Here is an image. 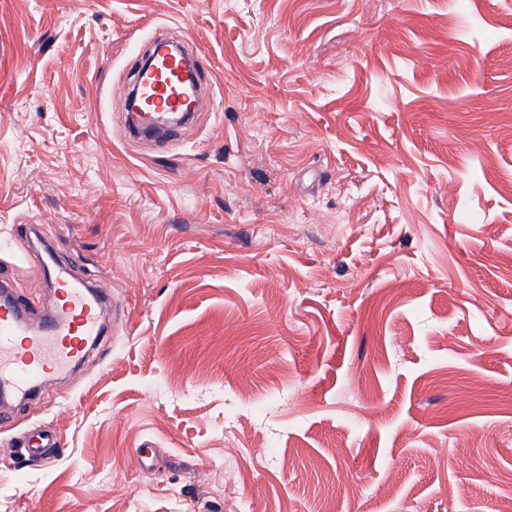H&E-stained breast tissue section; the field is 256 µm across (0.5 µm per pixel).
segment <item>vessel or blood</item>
Masks as SVG:
<instances>
[{"mask_svg":"<svg viewBox=\"0 0 512 512\" xmlns=\"http://www.w3.org/2000/svg\"><path fill=\"white\" fill-rule=\"evenodd\" d=\"M135 85L144 104L160 112H195L183 94L179 62L163 59L152 69L137 71ZM108 289L62 281L60 315L39 328L24 320L10 289L0 290V377L13 390L27 394L41 379L79 361L100 333V311Z\"/></svg>","mask_w":512,"mask_h":512,"instance_id":"b4317fda","label":"vessel or blood"}]
</instances>
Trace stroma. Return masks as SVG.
<instances>
[{
    "label": "stroma",
    "mask_w": 512,
    "mask_h": 512,
    "mask_svg": "<svg viewBox=\"0 0 512 512\" xmlns=\"http://www.w3.org/2000/svg\"><path fill=\"white\" fill-rule=\"evenodd\" d=\"M163 30L211 89L168 148L120 110ZM509 56L512 0H0V278L54 311L38 234L116 303L0 406V512H499Z\"/></svg>",
    "instance_id": "stroma-1"
}]
</instances>
